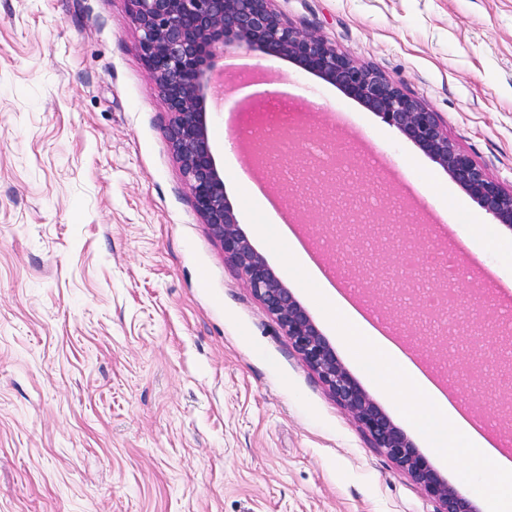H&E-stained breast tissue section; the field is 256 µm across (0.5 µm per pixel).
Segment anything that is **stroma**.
I'll use <instances>...</instances> for the list:
<instances>
[{"label":"stroma","mask_w":512,"mask_h":512,"mask_svg":"<svg viewBox=\"0 0 512 512\" xmlns=\"http://www.w3.org/2000/svg\"><path fill=\"white\" fill-rule=\"evenodd\" d=\"M434 112L456 148L512 191V0H272ZM127 0H0V512H437L438 505L330 395L253 295L196 211L166 135L170 114L139 52ZM298 93L250 94L255 112L209 109L216 157H241L256 111L328 145L385 151L378 204L332 242L319 196L252 166L293 223L348 265L369 306L399 321L381 287L412 253L433 288L458 235L480 253L455 286L475 321L502 297L512 230L396 128L297 62L258 52ZM224 192L242 233L294 292L340 362L402 430L316 301L249 220L235 169ZM468 420L501 447L512 381L475 365L448 373Z\"/></svg>","instance_id":"stroma-1"}]
</instances>
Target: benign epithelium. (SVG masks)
Returning a JSON list of instances; mask_svg holds the SVG:
<instances>
[{
	"label": "benign epithelium",
	"instance_id": "obj_1",
	"mask_svg": "<svg viewBox=\"0 0 512 512\" xmlns=\"http://www.w3.org/2000/svg\"><path fill=\"white\" fill-rule=\"evenodd\" d=\"M140 31L141 58L171 115L167 128L182 175L203 221L254 296L272 314L305 363L332 397L347 409L384 452L439 503V512H477L474 504L441 479L390 417L336 358L330 342L306 309L271 270L241 232L224 193L207 127L206 100L218 60L244 49L289 58L359 100L441 166L496 223L512 229V194L491 180L469 156L456 149L435 113L404 93L390 78L353 62L318 33L284 22L271 0H129ZM339 165L333 177L319 175V193L342 199ZM490 345L458 347L460 360L475 359L512 370V352L501 348L492 321H483Z\"/></svg>",
	"mask_w": 512,
	"mask_h": 512
}]
</instances>
